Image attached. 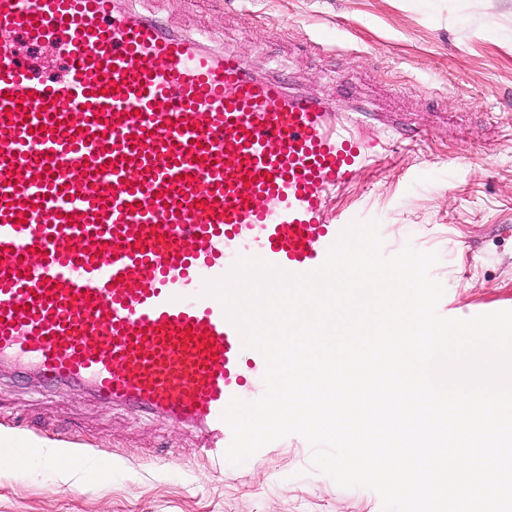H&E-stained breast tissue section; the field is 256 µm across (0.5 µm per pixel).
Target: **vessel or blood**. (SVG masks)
Wrapping results in <instances>:
<instances>
[{
	"instance_id": "obj_1",
	"label": "vessel or blood",
	"mask_w": 512,
	"mask_h": 512,
	"mask_svg": "<svg viewBox=\"0 0 512 512\" xmlns=\"http://www.w3.org/2000/svg\"><path fill=\"white\" fill-rule=\"evenodd\" d=\"M397 147L127 0H0V359L226 466L221 413L265 361L205 282L241 256L320 266L333 197Z\"/></svg>"
}]
</instances>
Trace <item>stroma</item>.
Here are the masks:
<instances>
[{
	"label": "stroma",
	"instance_id": "stroma-1",
	"mask_svg": "<svg viewBox=\"0 0 512 512\" xmlns=\"http://www.w3.org/2000/svg\"><path fill=\"white\" fill-rule=\"evenodd\" d=\"M182 34L207 36L258 74L348 114L358 133L385 136L382 117L420 146L388 157L333 202L374 220L392 255L405 245L439 256L431 275L447 318L512 310V0H130ZM112 479H19L0 471V512H382L379 495L343 488L292 434L240 468L216 472L183 430L74 391L0 384V443L60 447L64 432Z\"/></svg>",
	"mask_w": 512,
	"mask_h": 512
}]
</instances>
